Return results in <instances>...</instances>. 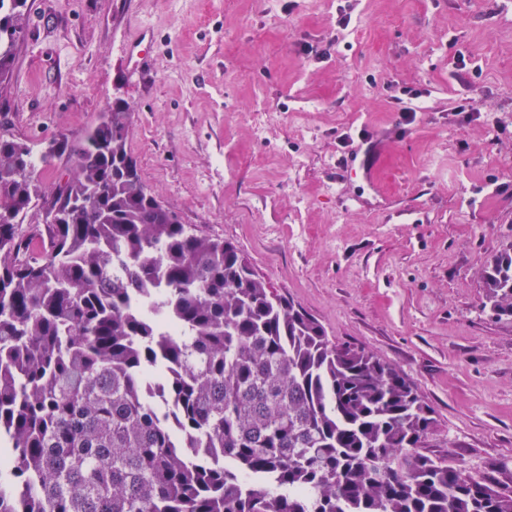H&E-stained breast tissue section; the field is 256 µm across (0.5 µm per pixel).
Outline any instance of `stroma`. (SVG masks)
<instances>
[{
    "label": "stroma",
    "instance_id": "stroma-1",
    "mask_svg": "<svg viewBox=\"0 0 512 512\" xmlns=\"http://www.w3.org/2000/svg\"><path fill=\"white\" fill-rule=\"evenodd\" d=\"M28 5L0 129L40 145L129 103L128 149L182 222L401 369L430 454L512 489V320L481 309L512 243V0Z\"/></svg>",
    "mask_w": 512,
    "mask_h": 512
}]
</instances>
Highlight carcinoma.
<instances>
[{
    "label": "carcinoma",
    "instance_id": "cac0c4a2",
    "mask_svg": "<svg viewBox=\"0 0 512 512\" xmlns=\"http://www.w3.org/2000/svg\"><path fill=\"white\" fill-rule=\"evenodd\" d=\"M26 4L0 8V80ZM131 117L115 102L37 151L0 133V512H512V490L420 452L433 409L399 368L182 223ZM483 282L512 320V246Z\"/></svg>",
    "mask_w": 512,
    "mask_h": 512
}]
</instances>
